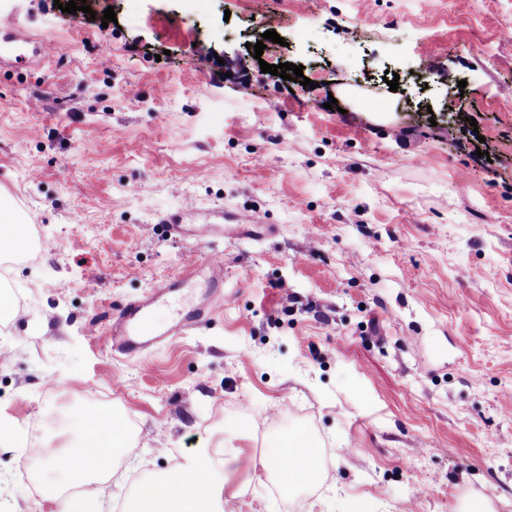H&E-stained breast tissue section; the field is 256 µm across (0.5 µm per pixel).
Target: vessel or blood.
<instances>
[{
  "instance_id": "obj_1",
  "label": "vessel or blood",
  "mask_w": 512,
  "mask_h": 512,
  "mask_svg": "<svg viewBox=\"0 0 512 512\" xmlns=\"http://www.w3.org/2000/svg\"><path fill=\"white\" fill-rule=\"evenodd\" d=\"M66 47L51 38H32L25 34L13 16L0 14V63L14 65L33 55L41 58L58 57ZM206 271L208 291L223 287L224 261L216 254L205 255L198 269L189 270L156 283L142 299L127 303L112 316V348L125 358L139 357L173 337L186 335L208 319L209 298L201 296L192 307L179 314L164 329H156L148 317L149 308L171 298L176 288L192 281L198 271Z\"/></svg>"
}]
</instances>
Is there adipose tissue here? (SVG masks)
Instances as JSON below:
<instances>
[{
    "mask_svg": "<svg viewBox=\"0 0 512 512\" xmlns=\"http://www.w3.org/2000/svg\"><path fill=\"white\" fill-rule=\"evenodd\" d=\"M126 438V431L115 423L93 425L82 416L78 419L74 439L66 446L40 449L38 456L43 473L51 484L63 485L79 478L85 485L80 495L70 499L67 512H95L102 493L95 461L120 448ZM223 455V447H216L188 459L174 475L144 484L137 492L133 512H217L223 488L216 485L215 476L224 463ZM286 457L293 460L289 486L328 480L329 474L319 467L307 436H286L270 441L260 465L275 473Z\"/></svg>",
    "mask_w": 512,
    "mask_h": 512,
    "instance_id": "adipose-tissue-1",
    "label": "adipose tissue"
}]
</instances>
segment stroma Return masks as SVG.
Returning a JSON list of instances; mask_svg holds the SVG:
<instances>
[{"label":"stroma","instance_id":"35a3bbf8","mask_svg":"<svg viewBox=\"0 0 512 512\" xmlns=\"http://www.w3.org/2000/svg\"><path fill=\"white\" fill-rule=\"evenodd\" d=\"M86 4L0 0L68 46L0 71V196L40 237L0 262V512H66L27 448L84 404L133 437L98 512L232 424L222 512H512V0ZM207 253V322L113 353V311ZM296 432L335 486L288 494L261 469L265 440Z\"/></svg>","mask_w":512,"mask_h":512}]
</instances>
